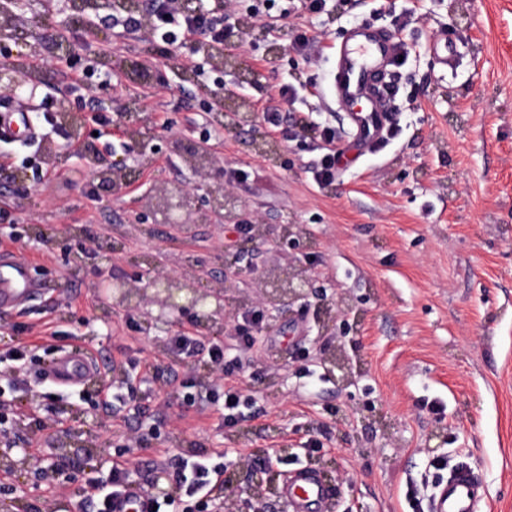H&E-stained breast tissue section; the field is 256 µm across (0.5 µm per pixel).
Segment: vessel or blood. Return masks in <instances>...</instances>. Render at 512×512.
<instances>
[{
  "instance_id": "obj_1",
  "label": "vessel or blood",
  "mask_w": 512,
  "mask_h": 512,
  "mask_svg": "<svg viewBox=\"0 0 512 512\" xmlns=\"http://www.w3.org/2000/svg\"><path fill=\"white\" fill-rule=\"evenodd\" d=\"M399 46L390 33L372 26L353 28L336 50V72L332 96L341 111L347 112L355 137L364 147L381 141L392 123L387 91L391 63ZM35 138L36 125L29 112H1L0 139ZM46 289L34 282L27 264L17 261L10 249L0 250V314L21 312L30 301L45 298ZM100 371L87 350H59L46 372L56 387H83ZM282 497L292 512H318L332 499L334 491L314 470H293L281 488ZM481 486L466 469L453 472L447 483L433 496L432 512H479ZM153 501L138 482L128 485L113 498L112 512H152Z\"/></svg>"
}]
</instances>
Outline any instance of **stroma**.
Instances as JSON below:
<instances>
[{
	"label": "stroma",
	"instance_id": "obj_1",
	"mask_svg": "<svg viewBox=\"0 0 512 512\" xmlns=\"http://www.w3.org/2000/svg\"><path fill=\"white\" fill-rule=\"evenodd\" d=\"M50 4L36 0L33 13L56 48H9L13 60L39 61V86L57 89L77 139L104 151L106 161L127 159L129 138L117 128L100 132L69 90V72L108 61L112 81L97 84L94 95L141 113L166 141L149 160L130 161L123 195L107 184L89 187L85 161L53 134L28 148V164L14 162L12 173L28 178L32 191L18 195L0 184L7 213L0 247L22 236L25 260L53 300L0 316V339L33 341L30 326L45 322L58 332L28 354L32 392L64 347L87 349L115 392L128 396L141 382L127 358L158 366L167 386L148 405L129 399L118 410L104 409L88 387L59 389L45 401L14 399L12 409L26 416L13 438L36 455L60 448L71 470L59 487L2 459L0 501L22 486L28 512H90L99 456L126 462L131 479L149 485L156 460L172 480L182 454L220 451L232 470L255 451L272 455L286 444L280 475L301 463L333 470L334 512H429L435 486L457 468L482 484L483 512H512V0H329L318 14L303 0H235L244 22L261 28L272 17L277 27L244 44L242 67L258 79L240 92L259 118L229 129L206 89L236 79L239 69H182L191 48L169 58L142 30L108 25L89 40L80 22L60 25ZM297 23L315 36V56L290 50L288 27ZM356 25L404 38L394 125L380 147L363 152L346 141L347 120L330 94L332 48ZM443 39L454 54L449 67L436 53ZM135 61L159 82L143 84L127 68ZM308 80L317 91L302 111L311 123L336 127L342 152L327 185L312 173L318 143L263 117L279 101L278 83ZM201 144L234 173L237 196L262 221L268 242L254 264L273 279L286 272L290 259L274 240L282 222L304 225L319 251L313 286L333 292L357 318L353 330L323 337L316 308L278 321L263 351L282 368L243 361L236 380L255 405L234 422L225 420L223 401L206 399L203 363L170 351L156 308H116L104 319L96 291L99 271L131 277L134 260L152 256L189 266L200 287L220 283L210 225L156 224L138 204L155 182L190 179L185 157ZM50 166L61 178L45 190L39 182ZM329 354L345 361L348 383L326 374L321 359ZM438 434L446 438L440 448Z\"/></svg>",
	"mask_w": 512,
	"mask_h": 512
}]
</instances>
